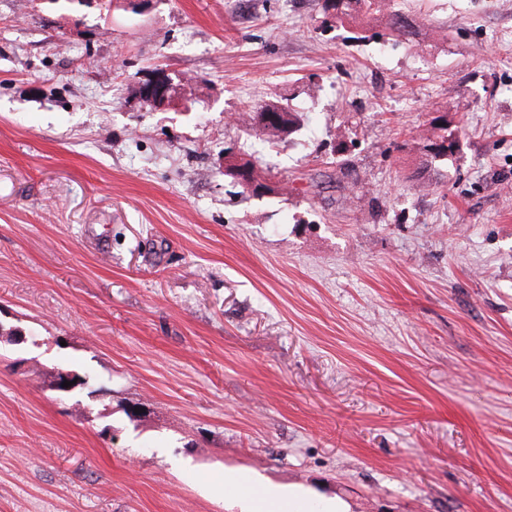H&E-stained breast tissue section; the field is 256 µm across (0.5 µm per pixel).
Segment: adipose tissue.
I'll return each instance as SVG.
<instances>
[{
  "mask_svg": "<svg viewBox=\"0 0 512 512\" xmlns=\"http://www.w3.org/2000/svg\"><path fill=\"white\" fill-rule=\"evenodd\" d=\"M309 489L264 483L255 478L225 472L224 495L234 501L239 512H351L342 496L323 497L320 505L310 504Z\"/></svg>",
  "mask_w": 512,
  "mask_h": 512,
  "instance_id": "adipose-tissue-1",
  "label": "adipose tissue"
}]
</instances>
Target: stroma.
Here are the masks:
<instances>
[{
	"instance_id": "35a3bbf8",
	"label": "stroma",
	"mask_w": 512,
	"mask_h": 512,
	"mask_svg": "<svg viewBox=\"0 0 512 512\" xmlns=\"http://www.w3.org/2000/svg\"><path fill=\"white\" fill-rule=\"evenodd\" d=\"M398 4L0 0V512H512V0ZM387 0H323L324 12L331 13L336 22L343 23L359 16H369L381 19L391 31L405 33V18L403 13L395 8V3L389 6ZM144 78L146 80L140 86L144 97L158 108L169 106L172 89V80L169 75L158 72ZM253 112V129L259 135L265 134L270 139L290 135L298 125L296 116L285 105L267 104ZM310 492L224 472V499H232L239 512H352L349 502L337 494L324 496L319 506L309 505Z\"/></svg>"
}]
</instances>
